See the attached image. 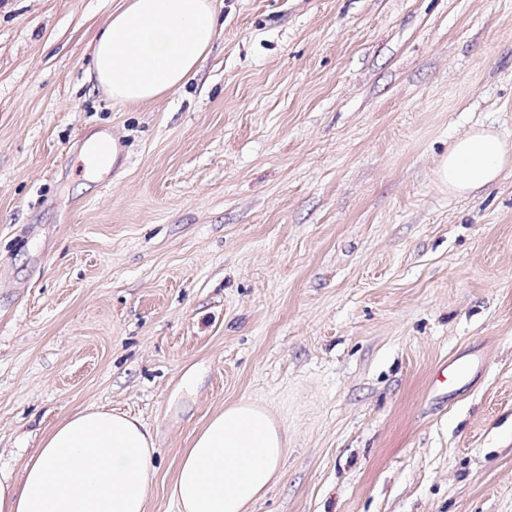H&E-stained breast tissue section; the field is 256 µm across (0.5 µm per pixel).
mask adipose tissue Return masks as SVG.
Returning a JSON list of instances; mask_svg holds the SVG:
<instances>
[{"label": "adipose tissue", "instance_id": "adipose-tissue-1", "mask_svg": "<svg viewBox=\"0 0 512 512\" xmlns=\"http://www.w3.org/2000/svg\"><path fill=\"white\" fill-rule=\"evenodd\" d=\"M217 25L215 0H129L94 40L88 75L115 102L152 101L195 73ZM511 166L500 133L480 125L453 142L436 175L463 197ZM156 452L139 419L78 410L44 435L21 479L0 474V512H146ZM286 452L266 409L247 400L225 406L180 457L170 489L177 512H251L281 478Z\"/></svg>", "mask_w": 512, "mask_h": 512}]
</instances>
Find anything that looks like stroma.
I'll list each match as a JSON object with an SVG mask.
<instances>
[{
	"instance_id": "obj_1",
	"label": "stroma",
	"mask_w": 512,
	"mask_h": 512,
	"mask_svg": "<svg viewBox=\"0 0 512 512\" xmlns=\"http://www.w3.org/2000/svg\"><path fill=\"white\" fill-rule=\"evenodd\" d=\"M117 4L0 0V470L105 406L177 512L249 400L288 439L252 512H512V167L436 176L474 126L512 150V0H216L196 74L136 106L87 79Z\"/></svg>"
}]
</instances>
